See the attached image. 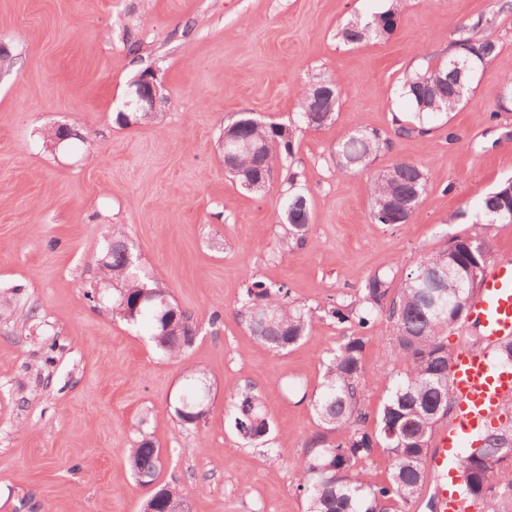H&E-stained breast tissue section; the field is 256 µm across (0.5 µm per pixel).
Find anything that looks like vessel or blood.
I'll return each mask as SVG.
<instances>
[{"instance_id": "vessel-or-blood-1", "label": "vessel or blood", "mask_w": 512, "mask_h": 512, "mask_svg": "<svg viewBox=\"0 0 512 512\" xmlns=\"http://www.w3.org/2000/svg\"><path fill=\"white\" fill-rule=\"evenodd\" d=\"M469 326L481 336L483 346L461 349L451 362L450 393L456 413L441 427L439 446L431 451L442 468L448 465L449 449L457 447L462 436L484 432L502 404L512 400V373L493 364L498 341L512 335V258L498 259L490 267L480 293L470 302ZM430 498L434 512H467L466 499L449 492L447 484H435Z\"/></svg>"}]
</instances>
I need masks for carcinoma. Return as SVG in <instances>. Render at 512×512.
I'll list each match as a JSON object with an SVG mask.
<instances>
[{
    "label": "carcinoma",
    "instance_id": "obj_1",
    "mask_svg": "<svg viewBox=\"0 0 512 512\" xmlns=\"http://www.w3.org/2000/svg\"><path fill=\"white\" fill-rule=\"evenodd\" d=\"M396 12L358 16L347 23L338 36L346 43L379 40L395 26ZM492 20L483 16L456 28L451 35L453 52L436 67L428 66L409 75L402 93L414 111V121L400 123L397 132L423 136L426 123L447 115L465 100L480 65L493 56L498 41L491 34ZM314 87L300 89V122L319 130L333 123L335 113L317 106ZM243 125L238 141L253 150L238 156V168L269 176L281 158L291 152L283 128L267 125L243 115L228 128ZM388 142L378 132L352 133L336 149V167L352 174ZM425 169L413 161H399L391 169L371 179L373 224H405L427 192ZM285 235L282 246H304L309 241L310 208L306 195L293 187L282 204ZM497 224H512V180H507L480 202L476 215L479 231L458 236L448 247L426 254L406 274L398 287L386 273L372 275L357 300L345 304L331 302L323 309L337 323H357L366 329L382 316L393 323L390 353L407 368L388 386L385 402L375 417L363 411L358 376L366 344L363 334H351L329 353L322 390L314 401L318 431L308 441V451L299 464L300 489L307 512H407L426 483L425 462L432 433L452 407L450 364L454 352L448 347V328L467 316L471 297L481 288L492 259L491 231ZM100 283L115 290L112 315L137 326L147 321L149 339L171 359L182 358L194 341H181L168 330L172 321L181 322L182 335H196L190 316L172 302L162 303L167 292L140 268L137 257L122 233L112 236V246L100 259ZM157 291L159 298L138 303L144 288ZM238 315L250 333L276 351L286 350L308 338L317 318L290 296L284 285L262 281L248 284L239 300ZM185 400L176 401L177 421L186 426L196 420L195 402L207 395L210 385L204 374L187 376ZM373 425H368L369 419ZM234 428L244 439L268 442L272 429L262 397L248 388L236 402ZM386 455L388 477L381 483L350 481L344 473L374 460L377 452ZM130 470L142 486L156 482L161 470V451L153 438L141 437L126 450ZM457 468L464 496L483 504V512H512V426L483 434L478 448H469L458 458ZM156 512H183L185 496L168 494L160 485L152 492Z\"/></svg>",
    "mask_w": 512,
    "mask_h": 512
}]
</instances>
